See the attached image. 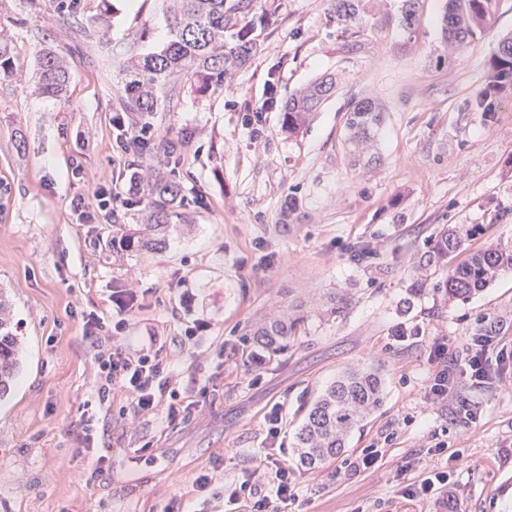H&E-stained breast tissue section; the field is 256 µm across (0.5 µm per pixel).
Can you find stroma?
<instances>
[{
  "label": "stroma",
  "instance_id": "35a3bbf8",
  "mask_svg": "<svg viewBox=\"0 0 512 512\" xmlns=\"http://www.w3.org/2000/svg\"><path fill=\"white\" fill-rule=\"evenodd\" d=\"M445 2L419 0L407 45L394 23L400 0H367L365 23L348 28L337 27L331 0H256L275 7V22L232 90L199 96L185 81L156 115L155 135H191L175 169L182 217L166 249L118 258L99 244L102 225L72 202L92 201L108 179L113 193L127 192L128 159L112 127L117 64L169 40L172 0H109L107 24L87 31L99 0L65 17L51 0H0V29L21 63L0 76V290L26 343L0 402V512H161L173 496L187 512H206L225 484L260 466L272 407L292 453L317 396L341 371L370 363L382 367L385 400L342 458L374 446L381 465L345 477L336 474L342 458L298 470V495L283 512H442L439 500L400 494L425 477L439 442L457 512H512V359L493 365L490 384H458L447 404L424 398L433 338L465 358L487 319L512 349V270L451 306L409 293L413 257L443 225L472 231L452 265L476 248L512 246V219L491 221L512 209V94L489 122L474 106L499 38L512 33V0H498L490 30L464 49L442 37ZM47 47L73 67L59 97L38 88ZM330 73L344 78L336 94L303 134L288 135L281 109L264 107L269 88L283 100ZM364 96L385 107L386 121L378 161L355 169L342 149L343 116ZM259 110L256 134L247 118ZM292 198L300 207L289 214ZM130 277L143 296L128 318L131 342L159 337L192 410L179 425L160 413L133 430L125 400L113 399L98 431L112 467L90 489L78 434L84 402L98 396L78 312L111 318L112 291ZM186 290L211 323L190 342L181 339ZM281 312L300 319L288 351L254 367L253 329ZM400 329L421 335L399 341ZM466 406L476 421L464 420ZM201 473L212 477L203 492L193 486Z\"/></svg>",
  "mask_w": 512,
  "mask_h": 512
}]
</instances>
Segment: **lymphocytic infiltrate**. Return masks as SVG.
<instances>
[{
  "mask_svg": "<svg viewBox=\"0 0 512 512\" xmlns=\"http://www.w3.org/2000/svg\"><path fill=\"white\" fill-rule=\"evenodd\" d=\"M112 305L116 320L105 321L96 310L82 311L83 335L95 348L97 392L100 403L110 402L113 395L126 399L130 408L129 424H137L142 417L164 412L168 425L174 426L186 419L190 406L181 399L172 386V361L158 337L134 348L126 345L127 317L140 306V293L135 288H117L112 292ZM495 347V338L489 329H479L472 338L471 352L465 361H457L448 353V341L434 338L430 346V359L434 365L432 382L426 392L430 405L438 406L448 400L458 377H465L480 385L490 375L489 355ZM266 440L268 450L262 466L251 479L226 485L224 505L229 512L247 507L249 512H281L282 504L296 497V476L283 453L277 452L276 443L281 435L282 415L271 409L267 418ZM98 412L83 405L80 438L86 451L95 452L96 458L85 480L87 487L96 486L111 468V458L98 448Z\"/></svg>",
  "mask_w": 512,
  "mask_h": 512,
  "instance_id": "lymphocytic-infiltrate-1",
  "label": "lymphocytic infiltrate"
}]
</instances>
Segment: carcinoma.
<instances>
[{
	"label": "carcinoma",
	"mask_w": 512,
	"mask_h": 512,
	"mask_svg": "<svg viewBox=\"0 0 512 512\" xmlns=\"http://www.w3.org/2000/svg\"><path fill=\"white\" fill-rule=\"evenodd\" d=\"M336 25L346 27L365 22L366 0H332ZM254 0H175L170 19L171 39L157 51L136 54L119 65L121 86L119 109L112 120L131 124L123 134L129 162L136 165L155 158L168 169L164 177L143 178V200L147 212L143 224H118L116 215L104 218L111 230L102 245L110 250L117 241L123 252L156 250L166 244L171 221L178 218L176 202L181 187L175 165L184 139L140 140L136 131L153 125L165 98L176 90V78L185 76L200 94L229 87L234 72L260 46V32L271 25L272 15L248 17ZM418 0H402L399 27L404 41L412 39L417 23ZM498 0H447L442 17L444 37L467 47L489 29ZM20 66L9 42L0 37V72L13 75ZM42 93L59 96L71 78V64L61 53L45 49L38 57ZM340 78L327 74L288 96L283 121L288 134L303 132L321 104L336 93ZM512 92V37H504L488 64L485 84L476 106L485 119L494 118L503 96ZM384 107L369 98L352 100L344 119L343 148L353 166L378 159L375 146L384 124ZM464 229H443L430 249L414 266V289H429L454 301H465L487 287L496 276L512 269V247H490L469 253L444 276L437 269L448 267V255L463 244ZM296 331V321L278 316L257 327V347L268 356H279L288 349ZM22 340L10 314L9 300L0 292V398L8 394L20 363ZM384 382L379 366L370 364L349 369L336 378L315 400L297 434L296 451L300 466L318 469L345 448L352 430L383 402Z\"/></svg>",
	"instance_id": "obj_1"
}]
</instances>
